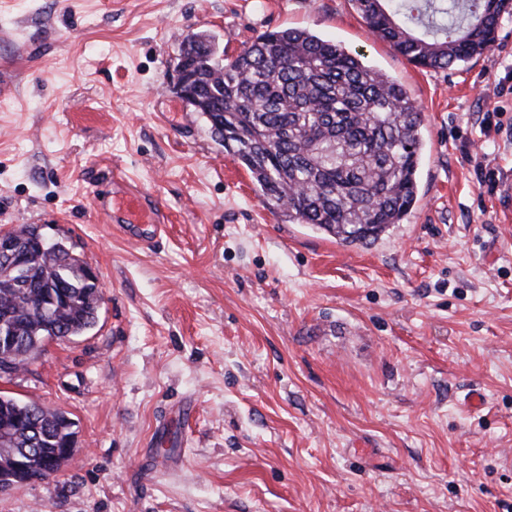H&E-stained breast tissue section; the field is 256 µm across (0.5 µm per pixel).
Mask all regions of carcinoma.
I'll return each mask as SVG.
<instances>
[{
	"label": "carcinoma",
	"mask_w": 512,
	"mask_h": 512,
	"mask_svg": "<svg viewBox=\"0 0 512 512\" xmlns=\"http://www.w3.org/2000/svg\"><path fill=\"white\" fill-rule=\"evenodd\" d=\"M366 27L409 63L446 69L488 51L512 0H352ZM211 137L250 173L267 207L345 245H368L418 202L423 118L407 88L340 44L307 30L257 35L238 55L213 48L188 57ZM31 257L28 288L0 278V311L17 312L18 345H0V362L39 350L47 336H80L96 324L86 263L60 240ZM69 285L72 305L45 307L43 283ZM61 412L0 395V419L24 426L9 444L34 456L61 451Z\"/></svg>",
	"instance_id": "obj_1"
}]
</instances>
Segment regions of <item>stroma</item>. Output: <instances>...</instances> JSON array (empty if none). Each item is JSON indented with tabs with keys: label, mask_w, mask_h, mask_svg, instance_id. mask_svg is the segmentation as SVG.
<instances>
[{
	"label": "stroma",
	"mask_w": 512,
	"mask_h": 512,
	"mask_svg": "<svg viewBox=\"0 0 512 512\" xmlns=\"http://www.w3.org/2000/svg\"><path fill=\"white\" fill-rule=\"evenodd\" d=\"M285 28L423 113L418 202L371 245L271 212L174 90L192 34ZM2 80L0 231L71 244L104 300L0 379L78 441L0 512H512V17L433 71L352 0H0ZM118 180L163 210L144 241L101 207ZM64 427L69 431L72 430L73 424L68 418L64 422ZM76 442V432L73 431V433L67 438L66 448L63 449L61 457L43 458L42 468L44 473H46V478L56 475L61 470L64 459H69L72 456L74 448L76 447Z\"/></svg>",
	"instance_id": "35a3bbf8"
}]
</instances>
